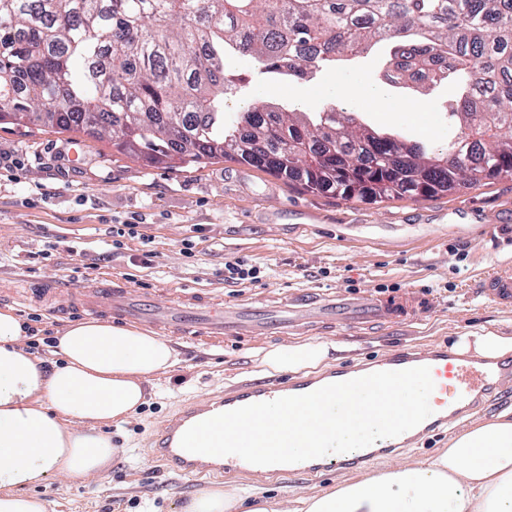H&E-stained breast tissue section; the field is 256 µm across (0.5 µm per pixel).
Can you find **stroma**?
<instances>
[{
  "instance_id": "obj_1",
  "label": "stroma",
  "mask_w": 512,
  "mask_h": 512,
  "mask_svg": "<svg viewBox=\"0 0 512 512\" xmlns=\"http://www.w3.org/2000/svg\"><path fill=\"white\" fill-rule=\"evenodd\" d=\"M234 70L267 91V102L299 106L307 84H282L257 74L250 61ZM343 75L383 88L386 108L358 117L378 133L429 150L457 134L448 106L454 82L419 96L386 82L371 55L343 62ZM137 233L112 246V227ZM193 241L192 254L183 245ZM152 251L150 267L139 259ZM260 266L261 282L230 284L225 262ZM512 261V179H483L433 198L345 201L288 187L275 176L230 160L170 169L118 154L108 138L76 132L0 126V290L15 280L83 287L112 276L163 300L206 293L225 305L277 303L311 288L347 299L396 307L394 316L353 329L339 324L298 332L345 348V359L382 355L397 345L454 344L493 329L512 336V306L481 287L482 276ZM175 367L149 380L148 396L130 422L103 427L115 453L103 475L49 480L34 493L49 512H181L210 478L163 472L145 451L154 426L184 403L208 397L242 378L262 377L256 354L277 339L247 336L213 350L172 338ZM333 469L316 479L219 478L229 489L256 487L285 512L302 492L324 494L349 482Z\"/></svg>"
}]
</instances>
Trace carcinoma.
I'll return each mask as SVG.
<instances>
[{"mask_svg": "<svg viewBox=\"0 0 512 512\" xmlns=\"http://www.w3.org/2000/svg\"><path fill=\"white\" fill-rule=\"evenodd\" d=\"M385 46V77L462 86L443 153L381 136L336 101L256 99L229 60L314 83ZM108 136L168 168L229 159L345 200L413 199L512 179V0H0V124Z\"/></svg>", "mask_w": 512, "mask_h": 512, "instance_id": "carcinoma-1", "label": "carcinoma"}]
</instances>
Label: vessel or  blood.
<instances>
[{
  "label": "vessel or blood",
  "mask_w": 512,
  "mask_h": 512,
  "mask_svg": "<svg viewBox=\"0 0 512 512\" xmlns=\"http://www.w3.org/2000/svg\"><path fill=\"white\" fill-rule=\"evenodd\" d=\"M483 287L488 295L502 303L512 302V264L489 274ZM16 303L39 302L49 310H82L93 316L146 323L160 332L191 337L210 346L223 345L232 336H284L295 327L293 306L243 311L205 299L178 301L163 311L154 310L149 297L132 292L112 281L99 278L80 290L53 288L44 284L27 287L15 294ZM323 319L335 322L338 315L354 320L375 316V309L350 306L328 297L322 304ZM426 366L436 386L433 413L415 428L354 453L336 457L323 456L298 463L255 465L235 455L209 456L183 450L180 439L192 425L219 413L248 404L273 401L281 397L312 392L330 383L346 381L379 371H396ZM512 400V357L486 359L460 354L445 345L429 349L399 346L373 361L342 363L319 373L244 379L217 394L189 402L162 425L155 428L148 453L172 473L184 477H201L210 473L249 475L261 478L303 475L317 477L322 468L355 471L376 459L398 455L430 433L445 429L450 421L465 413L489 408Z\"/></svg>",
  "instance_id": "obj_1"
}]
</instances>
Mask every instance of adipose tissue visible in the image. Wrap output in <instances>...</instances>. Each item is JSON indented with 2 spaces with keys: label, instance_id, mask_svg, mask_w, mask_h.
Instances as JSON below:
<instances>
[{
  "label": "adipose tissue",
  "instance_id": "ef3b65f1",
  "mask_svg": "<svg viewBox=\"0 0 512 512\" xmlns=\"http://www.w3.org/2000/svg\"><path fill=\"white\" fill-rule=\"evenodd\" d=\"M328 100L379 105L383 97L361 79L343 77L303 98L308 106ZM25 334L13 311L0 310V512H48L30 487L102 474L114 450L96 426L129 419L145 401L148 380L178 362L161 337L86 319L57 333L60 361L47 369L20 348ZM336 349L329 340H302L262 350L258 362L272 372L305 373L324 368ZM70 418L83 428L68 427ZM248 497L245 490L205 488L182 512H278ZM293 512H512V409L462 430L435 456L395 463L331 493L302 495Z\"/></svg>",
  "mask_w": 512,
  "mask_h": 512
}]
</instances>
